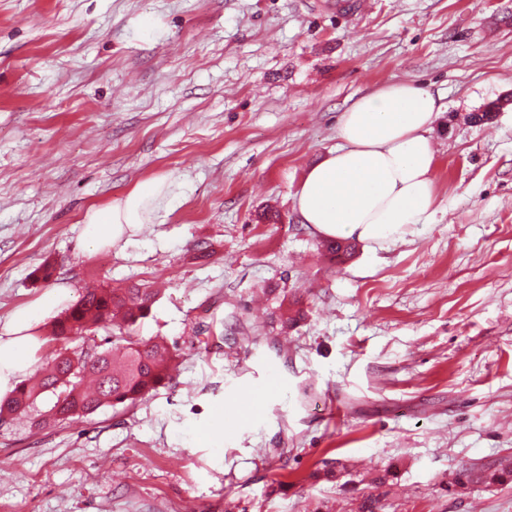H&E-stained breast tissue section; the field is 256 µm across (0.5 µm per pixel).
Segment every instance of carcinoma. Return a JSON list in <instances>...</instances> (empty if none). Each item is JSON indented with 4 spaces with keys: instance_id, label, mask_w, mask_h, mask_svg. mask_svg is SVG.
I'll return each mask as SVG.
<instances>
[{
    "instance_id": "carcinoma-1",
    "label": "carcinoma",
    "mask_w": 512,
    "mask_h": 512,
    "mask_svg": "<svg viewBox=\"0 0 512 512\" xmlns=\"http://www.w3.org/2000/svg\"><path fill=\"white\" fill-rule=\"evenodd\" d=\"M158 295L153 288H86L51 324L49 341L60 348L0 404V415L24 414L40 394L50 392L56 397L50 408L54 419L85 417L106 406L131 407L164 384L178 364L176 346L161 336H139ZM100 330L109 333L105 343L112 348L69 354L67 343L91 340Z\"/></svg>"
}]
</instances>
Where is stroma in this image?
I'll use <instances>...</instances> for the list:
<instances>
[{
  "label": "stroma",
  "mask_w": 512,
  "mask_h": 512,
  "mask_svg": "<svg viewBox=\"0 0 512 512\" xmlns=\"http://www.w3.org/2000/svg\"><path fill=\"white\" fill-rule=\"evenodd\" d=\"M334 2L0 0V324L139 284L181 355L135 406L0 422V512H512L510 480L451 483L512 462V106L473 120L512 95V0ZM394 81L444 104L431 220L331 259L295 193ZM153 178L150 223L88 251L86 211ZM258 398L259 396L257 394L245 396L236 401L235 404L225 406L224 411L221 409L216 410L215 414L224 417V423L227 424L238 415L254 413L256 411Z\"/></svg>",
  "instance_id": "1"
}]
</instances>
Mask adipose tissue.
I'll use <instances>...</instances> for the list:
<instances>
[{
  "label": "adipose tissue",
  "mask_w": 512,
  "mask_h": 512,
  "mask_svg": "<svg viewBox=\"0 0 512 512\" xmlns=\"http://www.w3.org/2000/svg\"><path fill=\"white\" fill-rule=\"evenodd\" d=\"M442 110L439 95L412 82H388L355 100L337 120L336 148L307 172L295 194L301 223L323 236H354L376 245L428 223L435 199V154L428 134ZM168 190L165 180H146L112 205L88 210L84 244L96 250L113 246L127 231L148 223ZM68 295V288L55 287L0 325V399L12 393L30 366L39 346V314Z\"/></svg>",
  "instance_id": "ef3b65f1"
}]
</instances>
